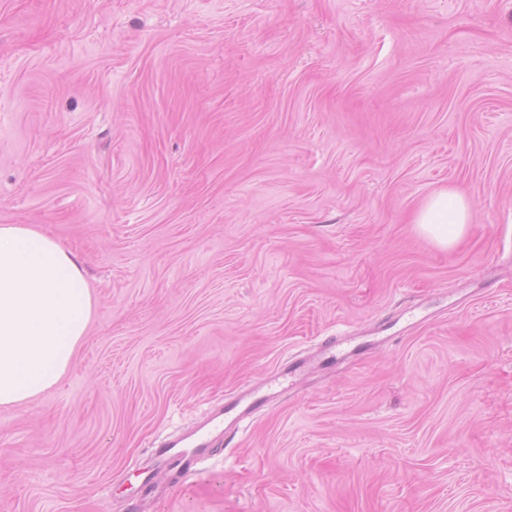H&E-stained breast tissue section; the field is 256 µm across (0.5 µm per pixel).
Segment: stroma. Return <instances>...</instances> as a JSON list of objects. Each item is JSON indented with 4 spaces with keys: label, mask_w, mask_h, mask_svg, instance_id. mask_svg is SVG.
<instances>
[{
    "label": "stroma",
    "mask_w": 512,
    "mask_h": 512,
    "mask_svg": "<svg viewBox=\"0 0 512 512\" xmlns=\"http://www.w3.org/2000/svg\"><path fill=\"white\" fill-rule=\"evenodd\" d=\"M0 224L95 300L0 512H512V0H0ZM472 221L471 207L457 190L441 187L433 191L414 213L418 232L441 248L453 247ZM235 410V414L232 417L235 422L247 417L253 411L252 403L248 401L242 403L241 400H233L230 404L224 405V408L212 417V426L207 429H200L196 433L180 437L176 440L167 443L166 448H162L163 453H168L174 448H181V445L190 443L195 448V452L192 454L181 455L183 462V468L180 472L181 478L194 473L196 471V465L200 457L205 455V448H208L212 444L213 432L215 430H223L224 434L227 433V429L224 427L225 414H228Z\"/></svg>",
    "instance_id": "obj_1"
}]
</instances>
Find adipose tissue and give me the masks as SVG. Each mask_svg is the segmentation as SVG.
I'll use <instances>...</instances> for the list:
<instances>
[{"label": "adipose tissue", "instance_id": "obj_1", "mask_svg": "<svg viewBox=\"0 0 512 512\" xmlns=\"http://www.w3.org/2000/svg\"><path fill=\"white\" fill-rule=\"evenodd\" d=\"M472 221L457 190L433 191L414 213L418 232L452 247ZM93 297L75 255L26 224H0V407L53 389L73 362L93 316Z\"/></svg>", "mask_w": 512, "mask_h": 512}]
</instances>
